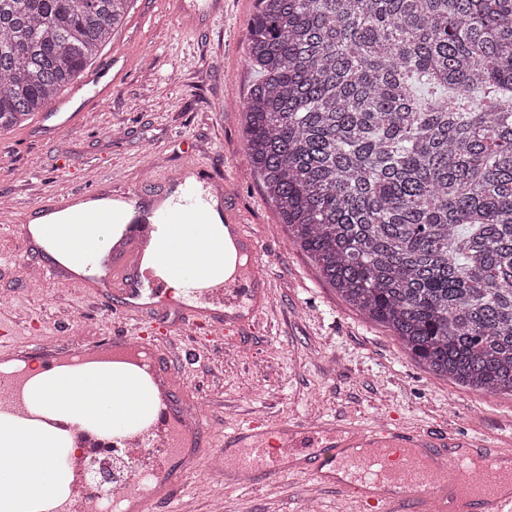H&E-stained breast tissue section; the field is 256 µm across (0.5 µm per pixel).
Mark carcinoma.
Returning <instances> with one entry per match:
<instances>
[{
	"mask_svg": "<svg viewBox=\"0 0 512 512\" xmlns=\"http://www.w3.org/2000/svg\"><path fill=\"white\" fill-rule=\"evenodd\" d=\"M131 0H0V132ZM245 150L288 235L432 374L512 395V0H257Z\"/></svg>",
	"mask_w": 512,
	"mask_h": 512,
	"instance_id": "obj_1",
	"label": "carcinoma"
}]
</instances>
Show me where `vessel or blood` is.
Wrapping results in <instances>:
<instances>
[{"mask_svg": "<svg viewBox=\"0 0 512 512\" xmlns=\"http://www.w3.org/2000/svg\"><path fill=\"white\" fill-rule=\"evenodd\" d=\"M174 14L192 28L224 14V0H174ZM119 56H110L103 71L92 72L76 89L81 103L71 109L61 100L45 114L39 133L51 135L71 126L82 111L105 105L112 95L104 73L121 77ZM216 182L182 183L180 189L145 202L139 188L120 191V212L93 206L98 191H51L36 204L33 215L48 214L39 226L13 219L10 226L41 276L57 281L66 275L48 261L41 243L68 257L71 264L92 272L86 291L110 305L115 316L135 320L134 334L65 336L63 339L15 341L12 328L0 329V421L39 433L48 419L36 414L41 391L30 387L32 361L44 368L57 417L73 418L78 408L92 411V424L102 442L92 451L112 458L122 471H135V481L120 480L112 496L91 497L87 490L51 504L47 512H123L127 502L137 512L176 497L191 463L187 450L218 451L220 483L255 486L299 472L323 487L333 486L356 496L364 512H512V434L488 441L469 438L454 428L422 431L381 420L365 427L351 421L316 423L290 417L271 423L251 414L223 437H216L200 415L185 419L191 401L186 378L177 366V329L205 331L203 346L213 351L225 339L240 336L257 323L272 290L259 262V242L247 225L232 214L224 221L244 260L232 278L216 282L224 264V248L210 233L208 215L215 205ZM129 227L127 242L107 248L110 224ZM182 280L184 292L173 296L168 280ZM148 355L155 380L143 389L139 380L127 390L138 395L133 415L112 412L111 391L78 394L61 376L82 371L93 362L105 367L124 362V351Z\"/></svg>", "mask_w": 512, "mask_h": 512, "instance_id": "vessel-or-blood-1", "label": "vessel or blood"}]
</instances>
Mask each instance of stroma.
I'll use <instances>...</instances> for the list:
<instances>
[{"label": "stroma", "instance_id": "1", "mask_svg": "<svg viewBox=\"0 0 512 512\" xmlns=\"http://www.w3.org/2000/svg\"><path fill=\"white\" fill-rule=\"evenodd\" d=\"M256 0H227L224 18L191 32L181 28L169 0H132L108 46L87 65L121 54L127 69L110 101L84 112L45 139L36 120L0 133V201L13 215L61 185L159 186L141 176L148 157L158 176L193 164L222 181L228 209L258 237L272 299L263 320L244 330L241 351L222 360L184 358L187 387L215 434L258 410L286 416L373 423L384 418L421 429L453 427L468 436L512 431V395L454 385L410 359L390 331L349 306L288 236L245 154L238 104L256 79L245 62ZM17 238L0 235V323L43 322V335H61L60 320L79 321L88 335L112 333L111 309L62 282H24L11 267L23 259ZM219 462L200 458L187 480L179 512H306L312 481L289 474L253 491L215 484ZM216 485V484H215Z\"/></svg>", "mask_w": 512, "mask_h": 512}]
</instances>
